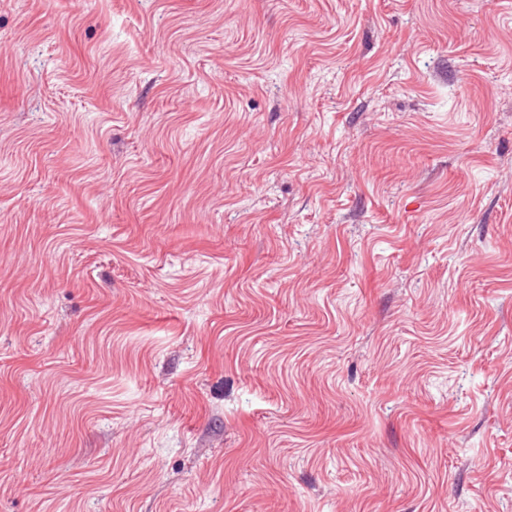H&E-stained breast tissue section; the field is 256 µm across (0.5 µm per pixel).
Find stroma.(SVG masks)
Masks as SVG:
<instances>
[{
	"label": "stroma",
	"instance_id": "stroma-1",
	"mask_svg": "<svg viewBox=\"0 0 512 512\" xmlns=\"http://www.w3.org/2000/svg\"><path fill=\"white\" fill-rule=\"evenodd\" d=\"M0 512H512V0H0Z\"/></svg>",
	"mask_w": 512,
	"mask_h": 512
}]
</instances>
